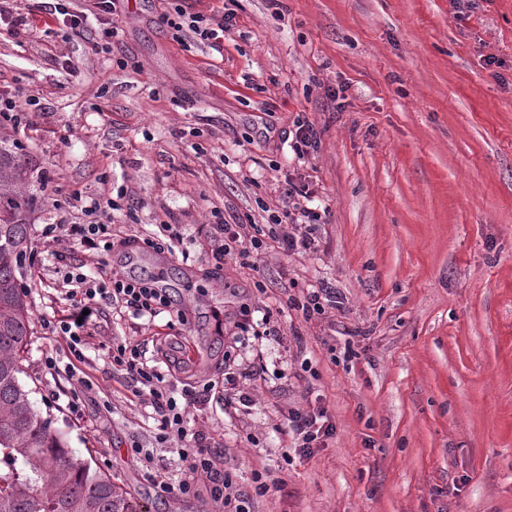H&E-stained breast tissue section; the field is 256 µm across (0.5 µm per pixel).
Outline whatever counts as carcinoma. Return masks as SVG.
<instances>
[{
    "label": "carcinoma",
    "mask_w": 512,
    "mask_h": 512,
    "mask_svg": "<svg viewBox=\"0 0 512 512\" xmlns=\"http://www.w3.org/2000/svg\"><path fill=\"white\" fill-rule=\"evenodd\" d=\"M31 170L14 129L0 125V512H138L92 458L69 450L19 378L33 312L17 272L44 191L31 188Z\"/></svg>",
    "instance_id": "1"
}]
</instances>
